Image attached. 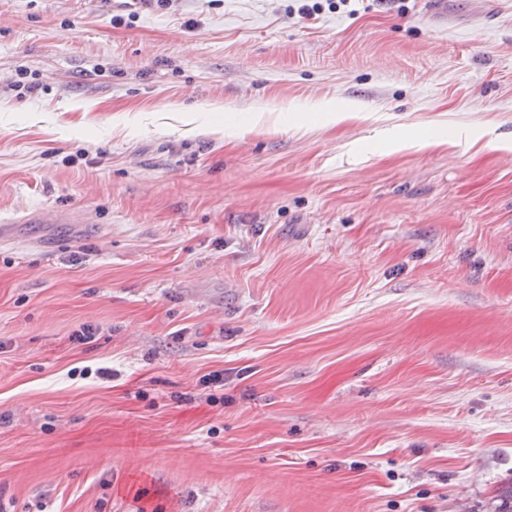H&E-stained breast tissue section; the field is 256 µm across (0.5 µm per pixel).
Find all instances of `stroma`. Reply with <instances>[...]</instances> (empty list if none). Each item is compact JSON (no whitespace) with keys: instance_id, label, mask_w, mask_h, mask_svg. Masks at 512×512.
<instances>
[{"instance_id":"1","label":"stroma","mask_w":512,"mask_h":512,"mask_svg":"<svg viewBox=\"0 0 512 512\" xmlns=\"http://www.w3.org/2000/svg\"><path fill=\"white\" fill-rule=\"evenodd\" d=\"M447 2L0 0V215L90 219L0 244V512H492L512 0ZM207 120H203L199 122V115H190V114H181V122L183 125L188 126V129L185 132L194 133L201 132L207 135H214L217 137H223L224 133H235L240 135L248 130L257 123V117H244L239 119L237 122L232 125L224 126V118H223V106L210 104L208 106ZM222 114V119H221ZM198 122V123H197Z\"/></svg>"}]
</instances>
